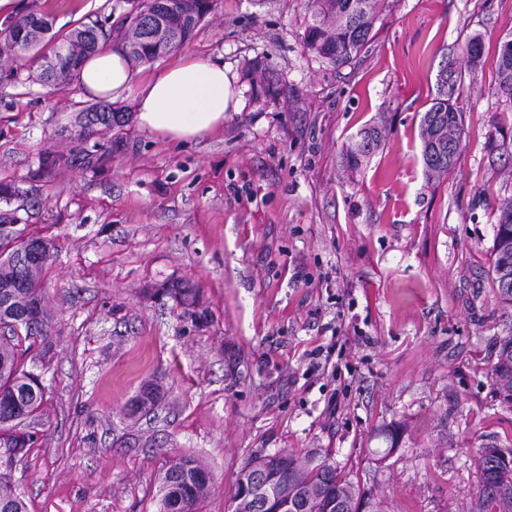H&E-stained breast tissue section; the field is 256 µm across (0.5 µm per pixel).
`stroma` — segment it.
Instances as JSON below:
<instances>
[{
  "label": "stroma",
  "instance_id": "35a3bbf8",
  "mask_svg": "<svg viewBox=\"0 0 512 512\" xmlns=\"http://www.w3.org/2000/svg\"><path fill=\"white\" fill-rule=\"evenodd\" d=\"M39 2L56 33L127 14L124 0ZM309 21L308 0H216L192 40L133 65L137 85L187 54L235 75L239 111L188 143L133 121L80 141L93 98L0 57V224L56 245L36 442L5 470L29 512H156L177 455L210 473L198 512H232L245 462L283 449L354 468L388 512H466L485 439L512 441L490 371L512 309L487 275L512 164L485 150L491 121L512 122L492 90L512 0H385L367 49L338 69L305 48ZM475 35L484 66L462 72L460 154L430 181L420 118L444 58ZM368 123L385 145L347 175L342 151ZM97 142L111 161L80 165ZM182 281L186 308L160 293ZM327 345L334 373L313 371ZM149 382L154 413H132ZM398 424L399 449L376 461Z\"/></svg>",
  "mask_w": 512,
  "mask_h": 512
}]
</instances>
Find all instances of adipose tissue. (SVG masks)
Listing matches in <instances>:
<instances>
[{"label":"adipose tissue","instance_id":"ef3b65f1","mask_svg":"<svg viewBox=\"0 0 512 512\" xmlns=\"http://www.w3.org/2000/svg\"><path fill=\"white\" fill-rule=\"evenodd\" d=\"M132 77L127 61L103 48L83 61L76 80L97 98L134 95L138 126L171 142H191L222 129L225 113L240 106L234 78L223 62L210 58L182 56L137 89Z\"/></svg>","mask_w":512,"mask_h":512}]
</instances>
